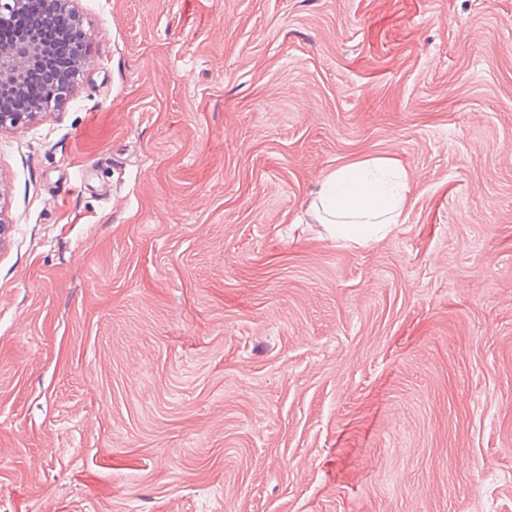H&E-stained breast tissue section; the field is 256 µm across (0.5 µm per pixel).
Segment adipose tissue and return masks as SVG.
<instances>
[{
    "label": "adipose tissue",
    "instance_id": "obj_1",
    "mask_svg": "<svg viewBox=\"0 0 512 512\" xmlns=\"http://www.w3.org/2000/svg\"><path fill=\"white\" fill-rule=\"evenodd\" d=\"M406 173L391 157L369 158L324 179L320 204L337 238L359 244L389 232L405 207Z\"/></svg>",
    "mask_w": 512,
    "mask_h": 512
}]
</instances>
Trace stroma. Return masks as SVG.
Returning <instances> with one entry per match:
<instances>
[{
  "label": "stroma",
  "instance_id": "stroma-1",
  "mask_svg": "<svg viewBox=\"0 0 512 512\" xmlns=\"http://www.w3.org/2000/svg\"><path fill=\"white\" fill-rule=\"evenodd\" d=\"M0 130V512H512V0H70ZM407 174L386 236L323 178ZM63 13H69V12L65 11ZM69 15H70V20H71V25H70L69 21L66 20L67 23L63 27L64 30H56L55 31V30H49L48 28H46L47 30L44 32L46 42L53 49L52 54H53L54 60H52V61L55 64V66H53V68L55 70L69 71L72 68V65L74 64V60H75V53L73 50L72 59H71L70 63L67 65V67L62 66L60 64V62H58L57 46H58L59 42L65 40V39H68L70 37L71 43L76 42L75 48L80 49L81 47L84 46L85 41H86V32L76 22L73 15L71 13H69ZM79 40H80V42H79ZM77 43H79V44H77ZM406 173L391 157H375L329 173L320 204L333 234L341 240L365 243L400 224L405 207Z\"/></svg>",
  "mask_w": 512,
  "mask_h": 512
}]
</instances>
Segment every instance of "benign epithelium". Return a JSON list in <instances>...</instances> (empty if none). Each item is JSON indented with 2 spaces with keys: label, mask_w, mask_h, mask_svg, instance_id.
Returning <instances> with one entry per match:
<instances>
[{
  "label": "benign epithelium",
  "mask_w": 512,
  "mask_h": 512,
  "mask_svg": "<svg viewBox=\"0 0 512 512\" xmlns=\"http://www.w3.org/2000/svg\"><path fill=\"white\" fill-rule=\"evenodd\" d=\"M24 4L25 0H0V27L9 25L13 14L20 11ZM41 28L42 25L36 23L21 42L0 47V129L17 128L28 116L26 112L8 111L11 97L27 94L43 100L50 107L72 95L76 89V84L64 76L35 87L26 82L29 67L36 62H44L46 57L39 36Z\"/></svg>",
  "instance_id": "obj_1"
}]
</instances>
